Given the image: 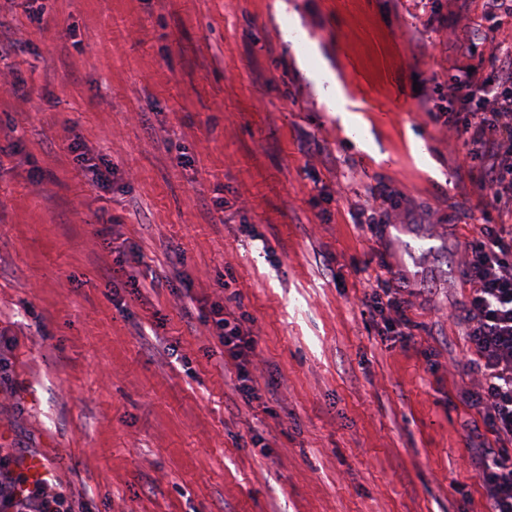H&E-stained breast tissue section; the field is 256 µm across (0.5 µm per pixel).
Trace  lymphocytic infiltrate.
Here are the masks:
<instances>
[{
	"instance_id": "f902f5d3",
	"label": "lymphocytic infiltrate",
	"mask_w": 512,
	"mask_h": 512,
	"mask_svg": "<svg viewBox=\"0 0 512 512\" xmlns=\"http://www.w3.org/2000/svg\"><path fill=\"white\" fill-rule=\"evenodd\" d=\"M488 73L448 77L449 97L467 108L453 125L466 155L480 163V187L499 211L512 212V48L496 45ZM462 285L467 293L456 321L465 338V357L477 375L472 406L493 436L478 445L471 461L487 494V512H512V224H483L466 243ZM224 351L237 366V390L256 397L250 370L256 340L244 329L246 314L211 309ZM22 448H0V512H76L60 479L33 476Z\"/></svg>"
}]
</instances>
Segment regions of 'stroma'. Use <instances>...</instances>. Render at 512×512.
Instances as JSON below:
<instances>
[{
    "label": "stroma",
    "mask_w": 512,
    "mask_h": 512,
    "mask_svg": "<svg viewBox=\"0 0 512 512\" xmlns=\"http://www.w3.org/2000/svg\"><path fill=\"white\" fill-rule=\"evenodd\" d=\"M276 2L0 0L26 45L0 60V446L43 457L87 512H484L456 282L483 214L512 216L466 176L448 76L512 41V18L494 26L485 0L445 29L429 18L449 0ZM392 268L420 289L404 346L362 305ZM231 294L276 401L233 402L215 327L184 325ZM320 83L328 82L331 85L332 92L326 98L327 105L334 111L336 117L340 120L341 124L345 127L347 133L352 136L354 135V141L357 146L366 152H372L374 150V143L371 135L367 131L365 126V135H363L359 124L362 125L360 117L348 109L350 105L349 101L344 97L341 89L334 80L332 74H323L320 79Z\"/></svg>",
    "instance_id": "stroma-1"
}]
</instances>
